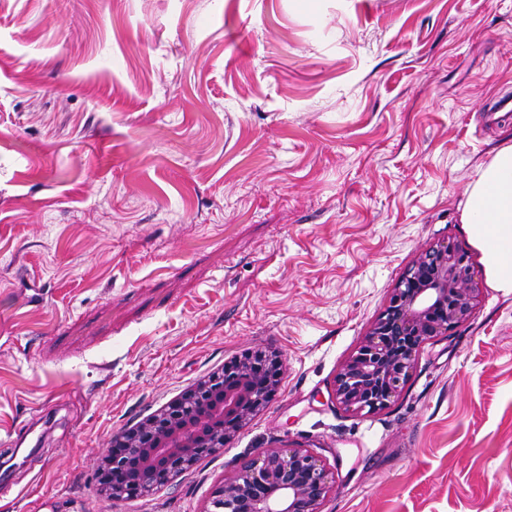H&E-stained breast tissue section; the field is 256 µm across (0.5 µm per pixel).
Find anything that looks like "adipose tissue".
Listing matches in <instances>:
<instances>
[{
	"label": "adipose tissue",
	"mask_w": 512,
	"mask_h": 512,
	"mask_svg": "<svg viewBox=\"0 0 512 512\" xmlns=\"http://www.w3.org/2000/svg\"><path fill=\"white\" fill-rule=\"evenodd\" d=\"M495 287L512 292V144L477 172L462 213Z\"/></svg>",
	"instance_id": "1"
}]
</instances>
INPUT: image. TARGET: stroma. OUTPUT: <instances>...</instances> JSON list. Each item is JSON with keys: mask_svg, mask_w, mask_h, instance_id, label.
<instances>
[{"mask_svg": "<svg viewBox=\"0 0 512 512\" xmlns=\"http://www.w3.org/2000/svg\"><path fill=\"white\" fill-rule=\"evenodd\" d=\"M512 143V0H0V512H204L260 450L333 471L322 512H512V292L461 221ZM463 246L474 316L399 398L340 365L415 256ZM269 406L149 497L113 434L246 351Z\"/></svg>", "mask_w": 512, "mask_h": 512, "instance_id": "35a3bbf8", "label": "stroma"}]
</instances>
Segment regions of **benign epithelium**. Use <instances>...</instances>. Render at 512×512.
<instances>
[{
    "mask_svg": "<svg viewBox=\"0 0 512 512\" xmlns=\"http://www.w3.org/2000/svg\"><path fill=\"white\" fill-rule=\"evenodd\" d=\"M481 288L467 252L441 242L424 249L393 289L331 392L346 411L386 408L401 391L420 346L446 336L475 313ZM276 352H245L175 401L121 432L97 463L105 502L150 494L158 473L174 477L245 429L275 396ZM330 491L325 465L302 448H264L216 488L206 512H320Z\"/></svg>",
    "mask_w": 512,
    "mask_h": 512,
    "instance_id": "benign-epithelium-1",
    "label": "benign epithelium"
}]
</instances>
